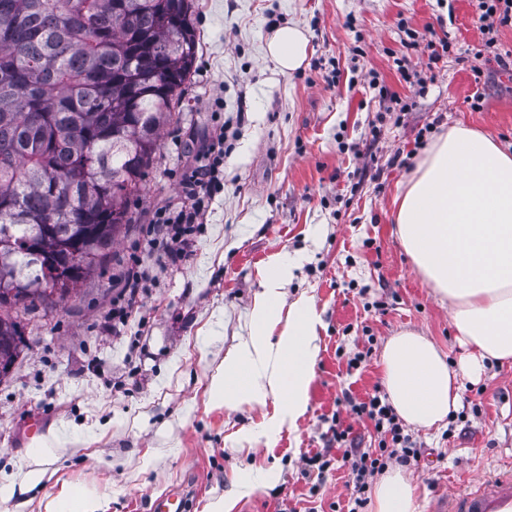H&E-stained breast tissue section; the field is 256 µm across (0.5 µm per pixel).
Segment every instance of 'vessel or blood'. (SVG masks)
<instances>
[{
  "label": "vessel or blood",
  "mask_w": 512,
  "mask_h": 512,
  "mask_svg": "<svg viewBox=\"0 0 512 512\" xmlns=\"http://www.w3.org/2000/svg\"><path fill=\"white\" fill-rule=\"evenodd\" d=\"M434 512H512V471L487 477L452 499L437 502Z\"/></svg>",
  "instance_id": "vessel-or-blood-1"
}]
</instances>
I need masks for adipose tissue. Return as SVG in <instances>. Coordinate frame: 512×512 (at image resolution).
I'll return each mask as SVG.
<instances>
[{"mask_svg": "<svg viewBox=\"0 0 512 512\" xmlns=\"http://www.w3.org/2000/svg\"><path fill=\"white\" fill-rule=\"evenodd\" d=\"M309 38L295 26L275 30L268 55L284 71L299 69ZM397 236L416 271L452 306L465 353L448 362L422 333L407 330L384 346L380 365L388 398L407 424L444 425L464 382H479L492 363L512 362V153L491 136L456 124L424 151L394 200ZM296 258L271 256L250 312V334L224 359L210 399L238 409L279 402L271 429L296 422L308 407L321 323L309 298L285 304ZM416 485L396 468L377 481L372 512H416Z\"/></svg>", "mask_w": 512, "mask_h": 512, "instance_id": "obj_1", "label": "adipose tissue"}]
</instances>
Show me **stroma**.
<instances>
[{
  "mask_svg": "<svg viewBox=\"0 0 512 512\" xmlns=\"http://www.w3.org/2000/svg\"><path fill=\"white\" fill-rule=\"evenodd\" d=\"M193 20L195 66L107 263L77 294L12 312L22 344L0 379V512H47L65 484L96 492L106 512H150L174 489L186 494L185 512H348L353 475L331 444L332 415L370 445L346 400L382 388L380 355L401 330L421 332L449 361L462 353L449 303L399 241L393 201L449 126L512 149V71L485 62L477 79L467 64L485 40L473 0H193ZM288 24L310 45L304 65L284 74L266 41ZM408 27L450 37L452 55L433 62L406 50ZM372 70L386 96L369 88ZM214 96L239 122L224 189L193 251L174 261L145 228L158 207L180 202L179 176L214 130ZM395 99L410 110H392ZM278 252L303 257L286 303L309 297L322 326L308 409L271 432L274 401L230 410L212 406L208 389L248 335L259 271ZM136 264L144 287L116 334L110 312ZM460 398L479 413L410 430L426 452L404 470L417 512H430L438 492L512 465V363L464 382ZM37 430L55 443L40 456L42 482L27 489ZM324 448L332 462L320 477L303 458Z\"/></svg>",
  "mask_w": 512,
  "mask_h": 512,
  "instance_id": "stroma-1",
  "label": "stroma"
}]
</instances>
